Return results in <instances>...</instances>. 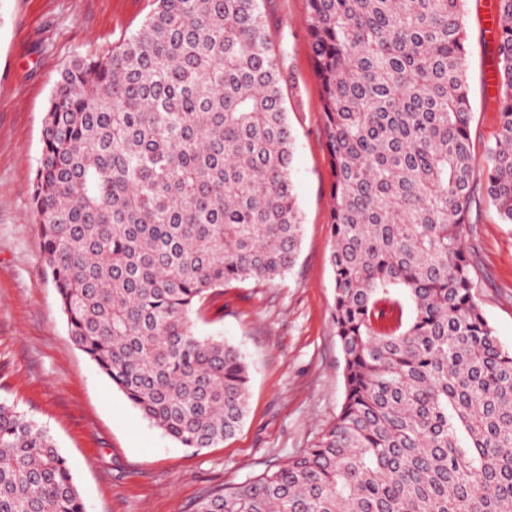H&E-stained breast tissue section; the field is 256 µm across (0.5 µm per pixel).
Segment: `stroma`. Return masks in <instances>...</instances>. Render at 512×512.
I'll return each mask as SVG.
<instances>
[{"label":"stroma","instance_id":"obj_1","mask_svg":"<svg viewBox=\"0 0 512 512\" xmlns=\"http://www.w3.org/2000/svg\"><path fill=\"white\" fill-rule=\"evenodd\" d=\"M151 3L0 0V401L54 438L86 512H194L210 490L250 481L314 447L345 395L332 322L333 177L306 0H260L295 137L291 167L303 216L296 265L266 286L225 287L197 322L201 335L224 337L251 364L240 429L211 448L182 447L146 421L68 334L32 205L45 111L69 61L111 52L138 29ZM479 4L468 0L467 21L470 136L481 167L499 114L484 88L493 49L482 37ZM463 236L477 252L475 295L512 348V224L501 223L485 198L480 222L464 225Z\"/></svg>","mask_w":512,"mask_h":512}]
</instances>
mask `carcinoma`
I'll return each instance as SVG.
<instances>
[{
  "instance_id": "carcinoma-1",
  "label": "carcinoma",
  "mask_w": 512,
  "mask_h": 512,
  "mask_svg": "<svg viewBox=\"0 0 512 512\" xmlns=\"http://www.w3.org/2000/svg\"><path fill=\"white\" fill-rule=\"evenodd\" d=\"M495 10L500 126L478 179L464 0H307L345 398L317 445L196 512H512V349L463 239L484 195L512 224V0ZM281 80L259 0H153L64 67L45 112L32 202L68 334L185 448L237 432L250 379L194 317L299 254ZM0 512H85L48 431L4 402Z\"/></svg>"
}]
</instances>
